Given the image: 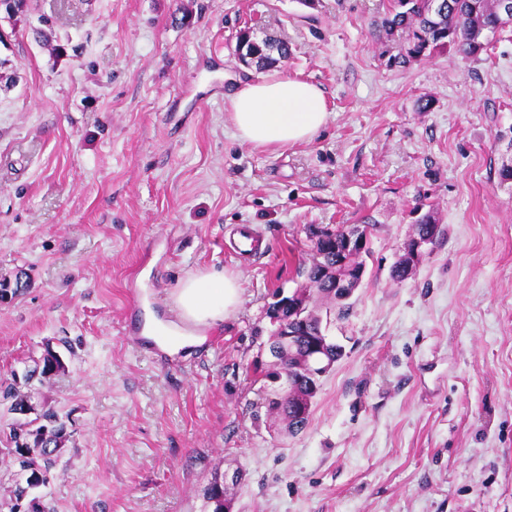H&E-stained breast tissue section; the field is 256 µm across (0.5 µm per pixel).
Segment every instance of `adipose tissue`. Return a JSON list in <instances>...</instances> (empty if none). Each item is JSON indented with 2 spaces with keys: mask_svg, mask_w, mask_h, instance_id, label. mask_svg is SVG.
I'll list each match as a JSON object with an SVG mask.
<instances>
[{
  "mask_svg": "<svg viewBox=\"0 0 512 512\" xmlns=\"http://www.w3.org/2000/svg\"><path fill=\"white\" fill-rule=\"evenodd\" d=\"M224 112L241 143L274 150L310 142L330 115L318 85L285 74L246 84L227 98ZM240 293L237 279L199 272L180 281L171 297V311L179 322L209 326L236 308Z\"/></svg>",
  "mask_w": 512,
  "mask_h": 512,
  "instance_id": "ef3b65f1",
  "label": "adipose tissue"
}]
</instances>
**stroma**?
Here are the masks:
<instances>
[{
	"label": "stroma",
	"instance_id": "1",
	"mask_svg": "<svg viewBox=\"0 0 512 512\" xmlns=\"http://www.w3.org/2000/svg\"><path fill=\"white\" fill-rule=\"evenodd\" d=\"M388 0H26L0 10V391L36 386L67 441L45 512H512V28L464 58L389 65ZM287 43L276 72L318 84L311 142L242 144L224 102L264 68L240 29ZM428 111H420L421 101ZM441 232L391 269L423 214ZM269 242L234 257L240 225ZM366 230L359 288L313 299L343 355L306 426L266 407L268 308L305 282L309 230ZM238 277L201 345L124 334L137 283L166 321L187 274Z\"/></svg>",
	"mask_w": 512,
	"mask_h": 512
}]
</instances>
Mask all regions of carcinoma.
I'll return each mask as SVG.
<instances>
[{"label":"carcinoma","mask_w":512,"mask_h":512,"mask_svg":"<svg viewBox=\"0 0 512 512\" xmlns=\"http://www.w3.org/2000/svg\"><path fill=\"white\" fill-rule=\"evenodd\" d=\"M510 25L512 19L504 18L500 12V0H392L389 14L374 37L382 42L398 35L396 53L390 55L389 62L405 66L448 48L463 58L475 56L486 48L489 37L502 34ZM238 51L242 62L248 64L253 61L265 66L274 62L275 54L286 57L288 46L271 37L259 40L253 31L247 29L238 36ZM313 251L312 262L306 269L307 289L332 300L330 284L322 273L319 242H314ZM297 342L295 352L291 355L286 350L279 353L274 369L266 374L270 380L278 374H288L290 391L280 393L275 388L266 401L269 410L287 421L295 431L306 425L308 417L297 418L293 405L315 397L319 388V381L301 368L309 341L307 337L299 336ZM65 441L66 426L51 410L14 425L6 436V449L25 476V482L16 483L12 490L14 500L29 496L34 488L33 478L45 476L53 466V457L47 455L43 448H61Z\"/></svg>","instance_id":"carcinoma-1"}]
</instances>
